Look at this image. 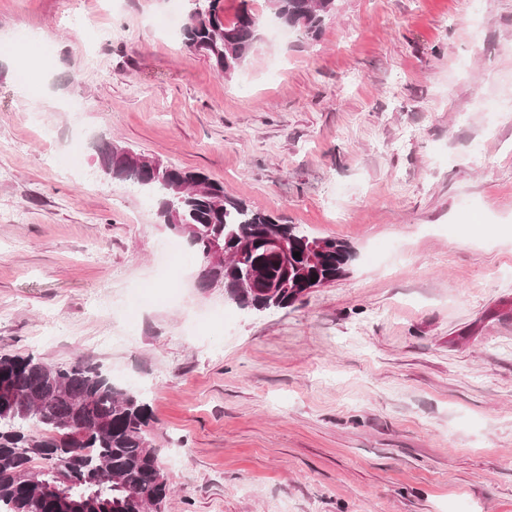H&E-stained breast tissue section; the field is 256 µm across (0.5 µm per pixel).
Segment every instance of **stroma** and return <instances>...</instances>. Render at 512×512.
<instances>
[{"instance_id": "1", "label": "stroma", "mask_w": 512, "mask_h": 512, "mask_svg": "<svg viewBox=\"0 0 512 512\" xmlns=\"http://www.w3.org/2000/svg\"><path fill=\"white\" fill-rule=\"evenodd\" d=\"M177 5L0 0V354L142 393L166 512H512V0H336L314 41L250 0L230 76L157 27ZM101 139L347 275L263 313L199 287Z\"/></svg>"}]
</instances>
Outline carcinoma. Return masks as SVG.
Segmentation results:
<instances>
[{"label": "carcinoma", "instance_id": "1", "mask_svg": "<svg viewBox=\"0 0 512 512\" xmlns=\"http://www.w3.org/2000/svg\"><path fill=\"white\" fill-rule=\"evenodd\" d=\"M270 14L283 26L319 38L336 10V0H267ZM262 19L241 0L226 19L224 0H195L182 26V42L207 57L226 76L247 61L260 38ZM99 158L112 155V179L130 182L157 206L164 218L174 205L182 237L203 260L200 280L220 283L230 301L264 312L286 309L300 297L278 287L279 266L265 254L261 235L288 240L291 287L311 279L333 282L348 273L351 250L343 242L319 239L295 224H281L224 190V183L198 170L169 166L156 177L148 155L102 140ZM324 250L310 260L313 240ZM251 245L237 259L246 269L262 261L275 291L243 296L231 273L210 267L208 253L218 244ZM300 253L296 258L293 253ZM153 415L143 396L119 389L99 367L77 358L53 364L33 355H0V512H164L172 488L153 446ZM45 461L37 470L33 462Z\"/></svg>", "mask_w": 512, "mask_h": 512}]
</instances>
